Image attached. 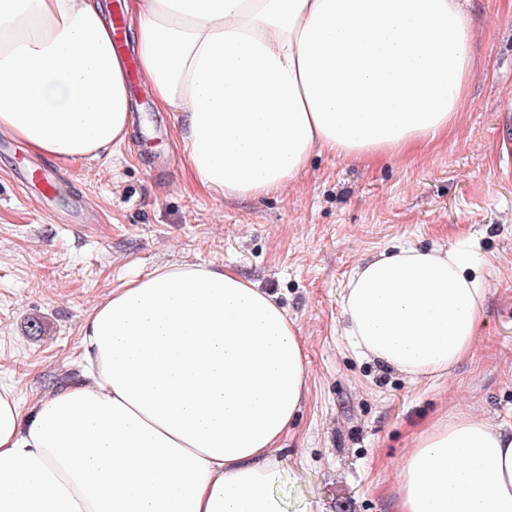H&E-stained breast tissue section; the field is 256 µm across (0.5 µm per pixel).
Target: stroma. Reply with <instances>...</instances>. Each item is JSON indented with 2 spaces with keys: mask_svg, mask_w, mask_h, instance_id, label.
Listing matches in <instances>:
<instances>
[{
  "mask_svg": "<svg viewBox=\"0 0 512 512\" xmlns=\"http://www.w3.org/2000/svg\"><path fill=\"white\" fill-rule=\"evenodd\" d=\"M473 77L447 137L381 162L314 151L282 191L203 188L176 113L133 93L136 132L116 157L58 165L48 203L15 182L35 153L0 152V381L23 407L78 379L89 311L163 264L228 266L277 295L307 353V392L276 454L286 512H396L415 438L467 412L512 427V0H466ZM84 199L93 224L65 223ZM476 243L489 288L470 353L413 379L361 356L343 334L341 289L390 243Z\"/></svg>",
  "mask_w": 512,
  "mask_h": 512,
  "instance_id": "35a3bbf8",
  "label": "stroma"
}]
</instances>
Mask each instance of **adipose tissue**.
<instances>
[{
    "label": "adipose tissue",
    "mask_w": 512,
    "mask_h": 512,
    "mask_svg": "<svg viewBox=\"0 0 512 512\" xmlns=\"http://www.w3.org/2000/svg\"><path fill=\"white\" fill-rule=\"evenodd\" d=\"M127 28L199 183L283 190L314 150L369 162L442 139L473 72L458 0H133ZM0 131L61 163L134 133L104 0H0ZM476 244L390 245L341 292L344 333L409 377L471 350ZM85 379L23 411L0 384V512H284L275 455L307 391L297 322L229 267L162 265L90 311ZM397 512H512V430L460 414L421 433Z\"/></svg>",
    "instance_id": "1"
}]
</instances>
